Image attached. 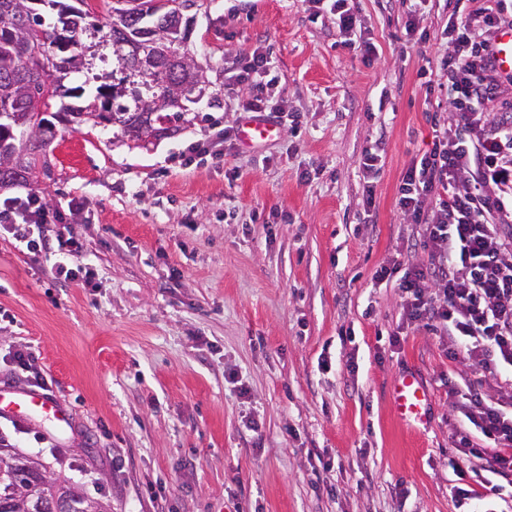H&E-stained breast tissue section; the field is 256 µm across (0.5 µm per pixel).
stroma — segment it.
Wrapping results in <instances>:
<instances>
[{
	"mask_svg": "<svg viewBox=\"0 0 512 512\" xmlns=\"http://www.w3.org/2000/svg\"><path fill=\"white\" fill-rule=\"evenodd\" d=\"M355 7L377 47L368 65L313 0H198L184 13V48L214 93L225 61L262 52L298 129L187 165V145L246 119L238 101L146 150L69 127L53 181L0 191L63 211L82 201L77 262L94 272L58 281L54 255L0 235V387L45 382L71 415L61 433L0 417V443L112 512H463L448 387L479 373L404 325L395 284L373 280L404 229L399 181L431 146L425 89L441 77L427 65L444 48L408 38V0ZM375 145L367 209L359 161ZM21 348L35 372L15 370ZM409 371L431 397L418 431L391 402ZM483 381L512 402V375ZM322 456L333 469L320 477Z\"/></svg>",
	"mask_w": 512,
	"mask_h": 512,
	"instance_id": "35a3bbf8",
	"label": "stroma"
}]
</instances>
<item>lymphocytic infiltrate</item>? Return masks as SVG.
I'll use <instances>...</instances> for the list:
<instances>
[{"label": "lymphocytic infiltrate", "mask_w": 512, "mask_h": 512, "mask_svg": "<svg viewBox=\"0 0 512 512\" xmlns=\"http://www.w3.org/2000/svg\"><path fill=\"white\" fill-rule=\"evenodd\" d=\"M425 0H412L405 30L419 42H446L439 69L448 77L439 90L452 114L434 118L431 148L414 160L398 187V206L411 229L391 265L376 280H396L402 319L447 340L448 356L498 376L512 370V112L489 110L502 73L493 52L497 32L511 20L503 12L455 9L447 25L429 35L416 19ZM336 31L344 46L364 62L376 53L373 42L357 38L354 0H331ZM270 62L260 52L228 68L225 95L245 90L244 111L279 122L283 114L271 100L266 78ZM0 230L17 248L62 255L57 279L91 276L89 267L71 266L82 250L70 218L35 195L0 201ZM448 396L463 416L454 435L460 458L490 495H500L494 475L512 471V412L488 399L483 388ZM480 434L495 452L473 442Z\"/></svg>", "instance_id": "obj_1"}]
</instances>
